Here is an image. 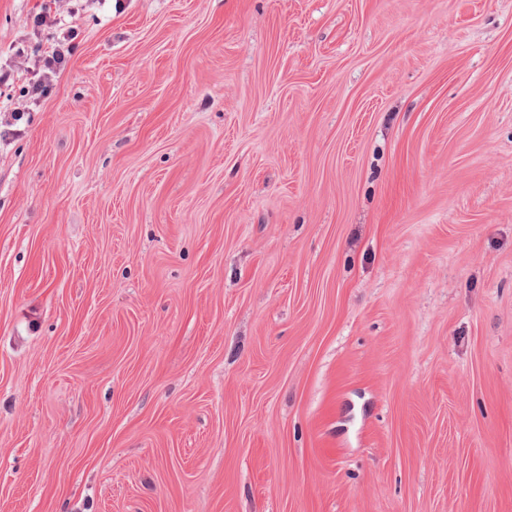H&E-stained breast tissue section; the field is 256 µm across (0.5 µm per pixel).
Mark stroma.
Returning a JSON list of instances; mask_svg holds the SVG:
<instances>
[{
  "label": "stroma",
  "instance_id": "35a3bbf8",
  "mask_svg": "<svg viewBox=\"0 0 512 512\" xmlns=\"http://www.w3.org/2000/svg\"><path fill=\"white\" fill-rule=\"evenodd\" d=\"M67 8L0 86V512H512V0ZM76 35L74 30L67 29L62 38H57L44 48L39 60L42 69L36 82L31 85V93L42 95L49 89L72 54L75 45L71 41Z\"/></svg>",
  "mask_w": 512,
  "mask_h": 512
}]
</instances>
